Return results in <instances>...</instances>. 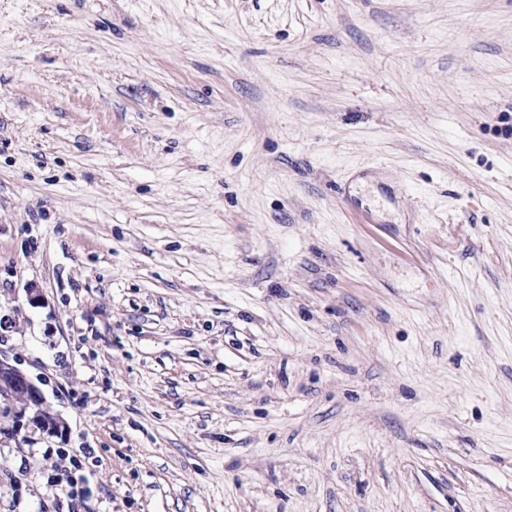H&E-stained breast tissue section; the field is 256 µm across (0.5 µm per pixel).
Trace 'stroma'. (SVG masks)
I'll return each instance as SVG.
<instances>
[{
  "instance_id": "stroma-1",
  "label": "stroma",
  "mask_w": 512,
  "mask_h": 512,
  "mask_svg": "<svg viewBox=\"0 0 512 512\" xmlns=\"http://www.w3.org/2000/svg\"><path fill=\"white\" fill-rule=\"evenodd\" d=\"M0 312V512H512V0H0ZM43 395L34 381L7 358L0 356V434L9 435L19 428L47 434H61L64 422L44 411ZM11 422V428L2 427ZM58 456L61 460L68 459L69 464L71 465V469L69 471L70 474L66 481V487L64 490V494L68 502L67 512H81L78 510L79 507L86 509V505L84 504L86 493L84 488L81 486L84 480L83 475L80 474L83 469V463L80 459L81 457L74 453L70 455V451L66 448L59 449Z\"/></svg>"
}]
</instances>
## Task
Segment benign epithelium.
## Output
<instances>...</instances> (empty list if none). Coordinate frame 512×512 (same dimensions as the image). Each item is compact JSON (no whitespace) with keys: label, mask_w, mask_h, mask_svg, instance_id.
<instances>
[{"label":"benign epithelium","mask_w":512,"mask_h":512,"mask_svg":"<svg viewBox=\"0 0 512 512\" xmlns=\"http://www.w3.org/2000/svg\"><path fill=\"white\" fill-rule=\"evenodd\" d=\"M43 395L34 381L10 360L0 357V434L9 435L20 428L47 434H59L64 422L42 409Z\"/></svg>","instance_id":"obj_1"}]
</instances>
